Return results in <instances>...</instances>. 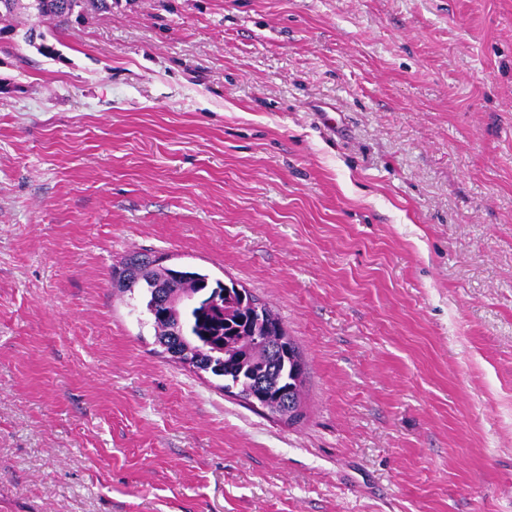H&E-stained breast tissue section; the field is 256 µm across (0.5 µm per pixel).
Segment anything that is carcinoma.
<instances>
[{
  "instance_id": "carcinoma-1",
  "label": "carcinoma",
  "mask_w": 512,
  "mask_h": 512,
  "mask_svg": "<svg viewBox=\"0 0 512 512\" xmlns=\"http://www.w3.org/2000/svg\"><path fill=\"white\" fill-rule=\"evenodd\" d=\"M118 0H0V41L16 35L22 20L23 40L45 58L61 54L48 39L55 32H69L88 18L112 12ZM126 279L120 288L146 289V305L156 290L171 296L192 295L194 300L174 313L169 321L153 319L158 343L197 361L196 368L224 378V390L235 392L271 413L284 411L285 396L297 398L305 384V364L299 346L288 340V349L276 350L275 327L282 320L261 305L258 315L249 306L216 304L212 298L225 293L226 285L191 267H155L146 254H136L123 263Z\"/></svg>"
}]
</instances>
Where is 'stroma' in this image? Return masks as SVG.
Wrapping results in <instances>:
<instances>
[{
	"instance_id": "obj_1",
	"label": "stroma",
	"mask_w": 512,
	"mask_h": 512,
	"mask_svg": "<svg viewBox=\"0 0 512 512\" xmlns=\"http://www.w3.org/2000/svg\"><path fill=\"white\" fill-rule=\"evenodd\" d=\"M0 49V512H512V0H120ZM250 290L291 423L170 358ZM155 262L146 254L133 255L126 259L121 269L129 272L125 276V280H130L129 284L115 276L113 280L118 288L128 291L145 288L149 313L156 290L171 296H195L192 302L177 309L170 321L152 316L158 343L168 353L172 349L186 352V357L197 361L196 368L223 377L225 391L245 402L252 398L255 404L283 416L281 412L286 411L282 399L286 395L297 399L306 376L302 353L296 342L289 338L288 350L274 349L278 341L275 327L281 326L286 331L282 320L261 303L262 324L267 325L264 330L257 326L260 315L247 303L234 308L224 306L225 298L219 304L212 302L216 295L221 299L227 289L225 283L213 281L208 274L191 267L151 266ZM159 286L161 288H157ZM179 336L184 342L175 347L177 339L174 338ZM210 364L219 366V370L209 368Z\"/></svg>"
}]
</instances>
